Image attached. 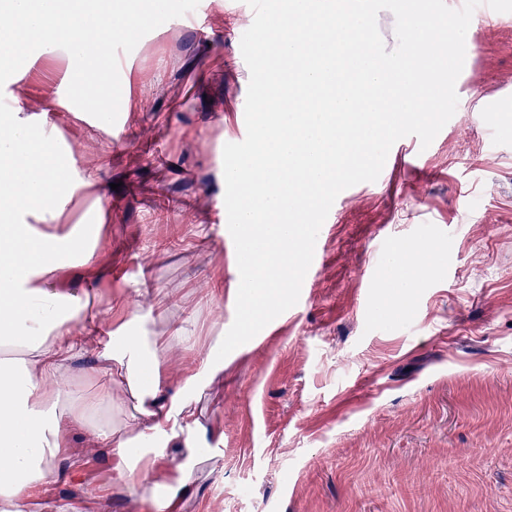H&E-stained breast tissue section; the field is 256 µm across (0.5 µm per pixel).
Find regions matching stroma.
I'll use <instances>...</instances> for the list:
<instances>
[{
  "label": "stroma",
  "instance_id": "obj_1",
  "mask_svg": "<svg viewBox=\"0 0 512 512\" xmlns=\"http://www.w3.org/2000/svg\"><path fill=\"white\" fill-rule=\"evenodd\" d=\"M144 36L120 66L117 140L64 108V58L18 72V107L48 109L78 169L96 171L102 236L93 262L53 286L140 309L162 334L186 326L188 357L162 360L173 395L184 367L231 327L238 267L226 224L223 148L246 136L245 0H208ZM454 116L428 148L407 136L384 175L336 198L298 303L224 360V383L193 395L197 458L175 512H512V13L473 16ZM419 155V165L409 163ZM403 249L432 273L398 288ZM140 473L112 456L61 472L27 512H153Z\"/></svg>",
  "mask_w": 512,
  "mask_h": 512
}]
</instances>
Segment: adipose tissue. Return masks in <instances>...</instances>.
I'll use <instances>...</instances> for the list:
<instances>
[{
    "label": "adipose tissue",
    "mask_w": 512,
    "mask_h": 512,
    "mask_svg": "<svg viewBox=\"0 0 512 512\" xmlns=\"http://www.w3.org/2000/svg\"><path fill=\"white\" fill-rule=\"evenodd\" d=\"M100 192L95 175L63 161L54 125L45 114L21 109L0 113V512H25L33 494L55 478L59 461L71 472L84 468V454L66 451L72 428L86 431L94 447L108 449L120 475L156 466L155 512L179 491L157 463L178 439V421L191 420V396L218 383L224 362L211 357L181 379L171 399L161 396L159 354L170 344L194 350L193 335L175 330L150 336L137 330L128 311L108 338H100L96 291L65 294L52 279L64 264L87 265L99 230L77 224L61 229L60 218L75 198ZM104 344L107 366L91 395L60 406L65 369L76 357ZM123 381L131 404L122 426L112 422V384Z\"/></svg>",
    "instance_id": "obj_1"
}]
</instances>
